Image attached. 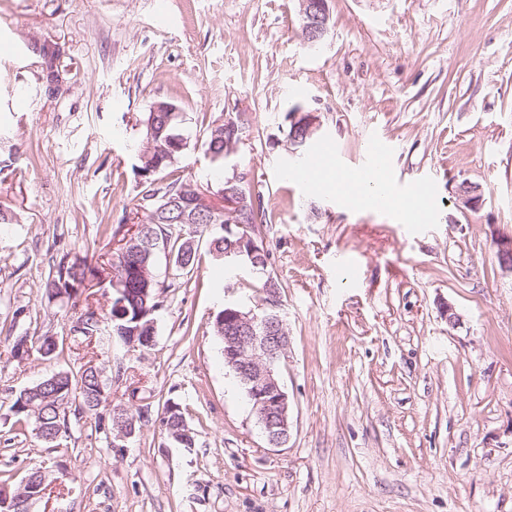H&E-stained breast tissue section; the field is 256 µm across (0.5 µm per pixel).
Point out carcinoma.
Here are the masks:
<instances>
[{"mask_svg":"<svg viewBox=\"0 0 512 512\" xmlns=\"http://www.w3.org/2000/svg\"><path fill=\"white\" fill-rule=\"evenodd\" d=\"M183 122V114L180 112H149L143 121L142 140L153 142L155 151L150 153L143 148L139 149L136 170L140 176L141 190L138 203L129 211L143 229L137 230L113 254L109 278L112 288L110 309L99 313L87 306L78 314L73 325L75 335L82 338L86 346L100 350L102 355L112 342H121L126 336L156 334L151 310L161 307L159 285L153 278L146 280L138 274H132L134 265L144 264L147 269H152L157 252L167 248L176 255V275H187L194 269L196 254L193 245L174 236L170 225L156 224L153 220V213L164 203V198L177 196L187 184V180L177 173L172 162L162 155L169 137L184 136ZM201 147L212 167L224 168V124L212 121ZM199 220L200 225L206 228L217 226L222 229V232L211 238L212 254L232 264L245 263L252 274L262 278L263 287L270 279L278 282L268 271V249L260 242L255 252L240 253V229L235 227L231 233L223 231L224 226L231 223V218L224 216L223 211H212L206 207L200 211ZM93 275L95 269L77 262L69 263L62 258L57 264L55 275L47 281L46 288L57 296L74 299L88 277ZM28 341L30 349L43 357H51L58 352V345L51 336H31ZM54 378L53 382L48 377L42 379L49 386L39 394L20 392L8 407V412L16 418V422L33 421L36 436L46 443L54 442V437L66 431L67 407L73 405L96 410L107 402V394L99 390L91 365L81 366L74 374L59 372ZM183 419L184 414L179 405L165 407L161 421L168 436L173 438L185 431Z\"/></svg>","mask_w":512,"mask_h":512,"instance_id":"1","label":"carcinoma"}]
</instances>
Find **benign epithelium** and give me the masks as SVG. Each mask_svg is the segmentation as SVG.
Listing matches in <instances>:
<instances>
[{"label": "benign epithelium", "mask_w": 512, "mask_h": 512, "mask_svg": "<svg viewBox=\"0 0 512 512\" xmlns=\"http://www.w3.org/2000/svg\"><path fill=\"white\" fill-rule=\"evenodd\" d=\"M303 19L304 40L309 44L321 42L329 30L327 0H299ZM288 144L294 146L313 137L316 132L313 119L308 115L294 118ZM246 141L242 123L224 126V147L227 161L231 163L233 177L224 184V193L190 183L192 195L171 200V206L182 212L181 221L196 223L199 208L205 205L224 208L237 224H247L255 207V199L248 198L239 187L247 181L248 174L238 170L233 160ZM455 193L464 206L477 208L482 198L480 186L463 181L456 185ZM497 257L502 270L512 273V235L502 234L496 239ZM278 289L267 287L264 298L256 308L237 306L228 309L229 318L224 322V358L235 376L245 385V393L257 415L268 444L281 446L288 442L290 421L288 394L279 374V363L285 358L289 345L288 332L280 313ZM113 422L118 437L129 438L134 434V420L126 411H113ZM35 498L24 490L10 492L0 489V507L9 512H29Z\"/></svg>", "instance_id": "obj_1"}]
</instances>
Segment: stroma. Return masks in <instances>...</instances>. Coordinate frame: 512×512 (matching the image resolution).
<instances>
[{
  "mask_svg": "<svg viewBox=\"0 0 512 512\" xmlns=\"http://www.w3.org/2000/svg\"><path fill=\"white\" fill-rule=\"evenodd\" d=\"M328 8L312 46L297 0H0V405L77 368L72 311L46 282L63 256L107 267L140 190L130 146L159 100L187 118L182 175L212 186L201 119L247 113L235 161L270 218L256 234L290 338V435L273 447L212 328L224 303L258 300L251 275L227 292L209 234L183 225L196 265L175 288L157 253L154 346L93 360L108 407L68 414L56 444L0 415V481L43 467L67 488L32 512H512V275L496 248L512 233V0ZM295 107L318 128L304 155L345 173L383 147L382 176L428 190L431 219L295 182ZM465 180L477 208L454 194ZM45 334L59 357L13 356ZM170 403L192 447L162 427ZM116 407L137 418L125 440Z\"/></svg>",
  "mask_w": 512,
  "mask_h": 512,
  "instance_id": "35a3bbf8",
  "label": "stroma"
}]
</instances>
